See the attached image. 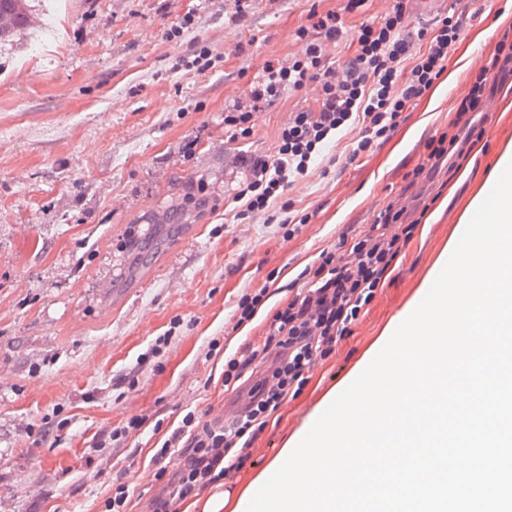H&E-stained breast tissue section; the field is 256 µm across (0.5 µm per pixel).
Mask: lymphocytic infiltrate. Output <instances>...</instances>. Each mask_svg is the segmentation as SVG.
I'll return each instance as SVG.
<instances>
[{
    "instance_id": "lymphocytic-infiltrate-1",
    "label": "lymphocytic infiltrate",
    "mask_w": 512,
    "mask_h": 512,
    "mask_svg": "<svg viewBox=\"0 0 512 512\" xmlns=\"http://www.w3.org/2000/svg\"><path fill=\"white\" fill-rule=\"evenodd\" d=\"M406 2L394 0L380 20H366L350 30L343 15L356 11L362 0H346L343 12H327L311 28L299 29V38L306 41L303 55L265 63L252 85L253 102H268L283 91L312 84L317 106L292 112L274 159L252 160L235 194L245 204L238 218L266 212L295 178L307 174L328 143L354 125L358 137L346 161L356 162L376 142L389 139L404 112L439 79L462 41L465 18L452 13L432 26L410 31L405 25ZM347 39L356 49L344 63H335L327 48ZM415 43L420 46L416 53L411 50ZM508 75H512V22L502 25L486 65L453 106L447 127L427 143L424 156L409 173L411 183L425 179L443 161L457 168L468 159L485 134L476 116L483 109L487 86ZM402 215L395 205H387L368 233L350 245L322 251L317 264L303 270L305 291L274 313L263 348L226 364L224 380L229 383L239 381L256 361H268L248 404L225 427L187 413L164 441V448H182L184 464L168 478L153 512H179L188 497L244 467L267 418L288 396L300 393L313 366L333 353L337 340L349 333L413 238L416 226L402 224Z\"/></svg>"
}]
</instances>
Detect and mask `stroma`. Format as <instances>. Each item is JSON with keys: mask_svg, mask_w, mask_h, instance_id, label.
Instances as JSON below:
<instances>
[{"mask_svg": "<svg viewBox=\"0 0 512 512\" xmlns=\"http://www.w3.org/2000/svg\"><path fill=\"white\" fill-rule=\"evenodd\" d=\"M344 0H52L54 27L0 49V512H105L126 485L131 512H152L181 449L156 452L188 412L230 422L254 384L224 383V365L262 347L275 311L300 293L299 273L322 250L366 233L388 203L418 227L392 272L274 412L230 483L180 512H235L282 449L386 345L399 317L431 288L512 150V77L488 87L479 118L486 150L461 170L440 164L408 186L425 145L448 123L496 38L512 0H450L466 37L443 77L394 135L346 164L352 134L330 143L307 175L273 201L274 221H240L226 202L250 156H273L291 112L315 108L312 89L282 92L254 112L249 137L230 139L224 111L248 102L264 63L304 49L298 28ZM195 22L176 38L186 14ZM208 48L213 68L178 67ZM433 200L430 211L422 203ZM290 209H283V202ZM304 224L288 230V216ZM108 247H99V239ZM266 289L252 320L242 295ZM140 431L95 449L131 418ZM31 493H21V484Z\"/></svg>", "mask_w": 512, "mask_h": 512, "instance_id": "1", "label": "stroma"}]
</instances>
